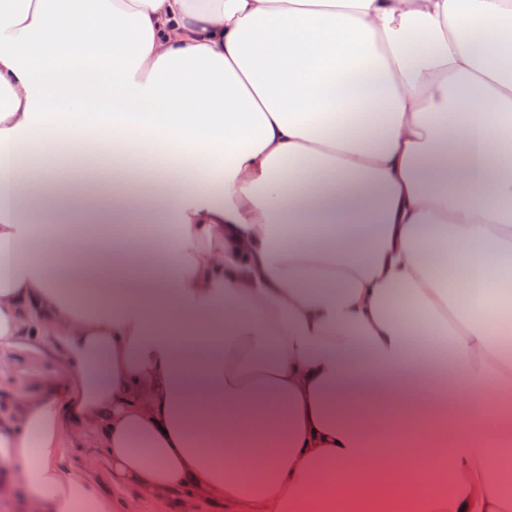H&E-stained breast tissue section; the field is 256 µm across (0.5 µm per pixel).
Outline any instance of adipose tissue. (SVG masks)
<instances>
[{"label": "adipose tissue", "mask_w": 512, "mask_h": 512, "mask_svg": "<svg viewBox=\"0 0 512 512\" xmlns=\"http://www.w3.org/2000/svg\"><path fill=\"white\" fill-rule=\"evenodd\" d=\"M403 3L0 0V378L53 336L68 391L0 409V489L111 512L55 459L91 426L146 498L392 512L365 463L417 456L414 512H512V0ZM47 221L176 234L71 233L52 263ZM129 259L154 287H104Z\"/></svg>", "instance_id": "ef3b65f1"}]
</instances>
